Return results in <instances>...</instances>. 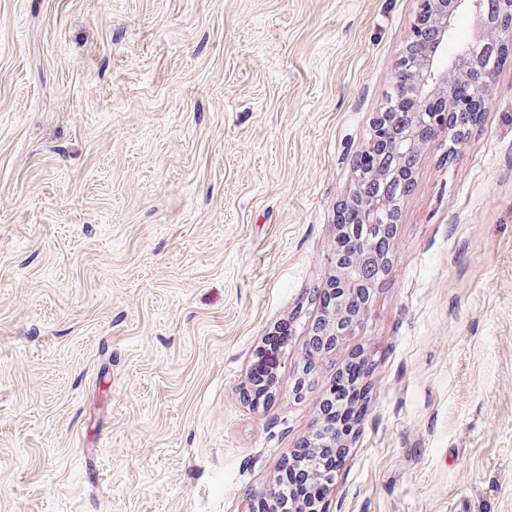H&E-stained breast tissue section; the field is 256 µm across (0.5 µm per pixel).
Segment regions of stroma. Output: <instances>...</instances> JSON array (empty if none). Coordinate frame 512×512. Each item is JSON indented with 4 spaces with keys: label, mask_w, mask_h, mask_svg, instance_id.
<instances>
[{
    "label": "stroma",
    "mask_w": 512,
    "mask_h": 512,
    "mask_svg": "<svg viewBox=\"0 0 512 512\" xmlns=\"http://www.w3.org/2000/svg\"><path fill=\"white\" fill-rule=\"evenodd\" d=\"M418 11L0 0V512H249L356 350L329 512H512L511 39L466 137L419 152L361 327L309 354ZM287 327V322L275 327V331L266 336L263 346L254 354L249 375L250 389L247 392L252 401L264 400L277 383L279 358L288 339V336H283Z\"/></svg>",
    "instance_id": "stroma-1"
}]
</instances>
